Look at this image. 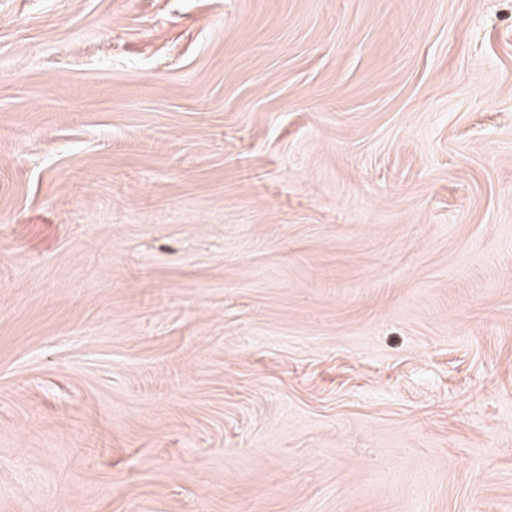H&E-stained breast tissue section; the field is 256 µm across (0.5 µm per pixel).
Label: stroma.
<instances>
[{"label": "stroma", "mask_w": 512, "mask_h": 512, "mask_svg": "<svg viewBox=\"0 0 512 512\" xmlns=\"http://www.w3.org/2000/svg\"><path fill=\"white\" fill-rule=\"evenodd\" d=\"M0 512H512V0H0Z\"/></svg>", "instance_id": "35a3bbf8"}]
</instances>
